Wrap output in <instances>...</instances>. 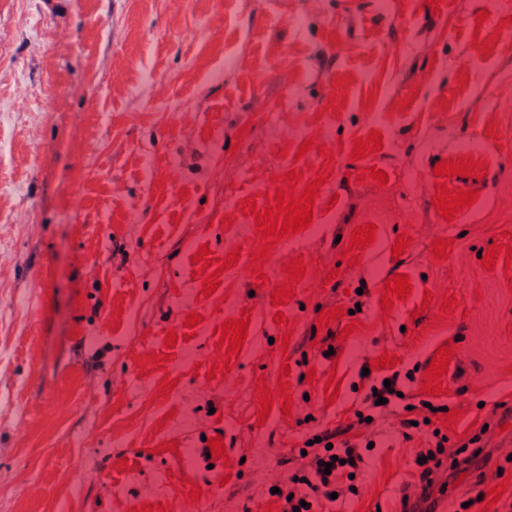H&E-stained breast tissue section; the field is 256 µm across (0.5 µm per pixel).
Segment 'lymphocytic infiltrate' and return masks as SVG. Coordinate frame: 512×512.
Listing matches in <instances>:
<instances>
[{"label":"lymphocytic infiltrate","mask_w":512,"mask_h":512,"mask_svg":"<svg viewBox=\"0 0 512 512\" xmlns=\"http://www.w3.org/2000/svg\"><path fill=\"white\" fill-rule=\"evenodd\" d=\"M413 378L410 370L392 373L386 379L368 377L362 406L355 417L357 427L363 428L368 419L394 415L402 438L422 435L425 446L420 451L422 461L415 466V491L401 501L400 512H429L427 503L434 491L445 489L471 463L490 461L492 455L487 450L485 432L455 444L450 443L447 434L437 433L433 421L447 413L448 407L428 399L410 403L403 391ZM380 396L385 399L381 405L376 402ZM319 436V443L304 446V461L292 475L270 482L278 490L282 512H324L332 500L344 502L359 492L354 477L364 472L367 463L360 444L343 438L336 428L324 429Z\"/></svg>","instance_id":"obj_1"}]
</instances>
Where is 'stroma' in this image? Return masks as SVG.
<instances>
[{
	"label": "stroma",
	"instance_id": "obj_1",
	"mask_svg": "<svg viewBox=\"0 0 512 512\" xmlns=\"http://www.w3.org/2000/svg\"><path fill=\"white\" fill-rule=\"evenodd\" d=\"M490 2L0 0V512H267L269 473H292L306 438L354 421L361 369L381 374L385 355L419 366L420 399L444 345L437 399L460 413L448 436L497 426L491 461L448 498L504 482L493 507L472 512H505L512 276L506 258L487 267L482 255L512 248V96L497 93L512 87V4ZM492 35L490 56L479 54L474 39ZM343 77L348 98L327 110ZM411 92V106L393 109ZM375 129L381 149L351 160ZM471 143L487 168L448 176L477 195L449 220L433 168ZM323 169L311 225L254 263L263 237L244 199L266 208L291 171L304 194ZM366 224L374 240L353 248ZM439 238L453 243L442 257L430 250ZM203 247L223 268L208 297L193 260ZM299 258L308 272L293 283L284 269ZM396 274L413 291L386 309ZM287 283L293 293L275 304ZM336 306L342 318L320 326ZM241 316L248 337L231 356L221 327ZM166 377L176 385L162 394ZM217 437L225 450L212 461ZM419 446L381 437L343 512H397Z\"/></svg>",
	"mask_w": 512,
	"mask_h": 512
}]
</instances>
